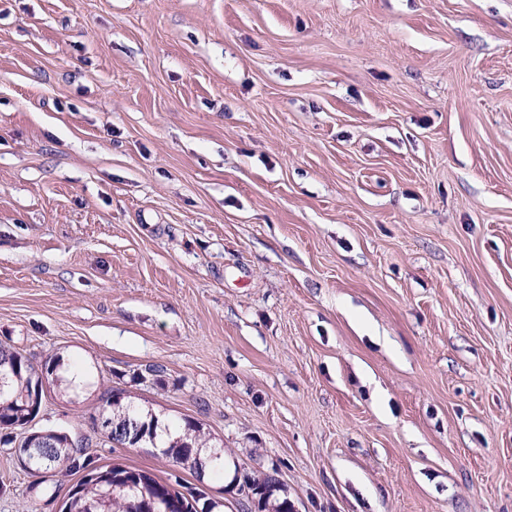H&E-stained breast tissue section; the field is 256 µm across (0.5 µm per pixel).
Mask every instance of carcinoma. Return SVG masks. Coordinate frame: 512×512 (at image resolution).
<instances>
[{"mask_svg":"<svg viewBox=\"0 0 512 512\" xmlns=\"http://www.w3.org/2000/svg\"><path fill=\"white\" fill-rule=\"evenodd\" d=\"M0 373L6 378L0 387V447L14 442L31 412L41 406L45 391L51 389L69 401L80 397L90 384V372L76 363L54 354L41 364L11 346L0 345ZM98 411L104 412L109 438L125 448L150 445L162 449V455L180 464L187 459L195 463L198 478L205 472L223 475L226 460L212 458L218 442L196 419L184 416L162 420L150 409H143L131 399L126 388L110 387L99 396ZM43 458L48 466L63 467L71 473H83L69 494L77 496L78 512H210L204 492L188 486L180 491L169 481L149 470L112 465L106 477L97 475V464L88 454L70 448L67 433L47 428L35 446L20 449ZM230 483L248 489L251 497L241 507L245 512H292L288 499L278 498L280 481L272 475H257L234 468Z\"/></svg>","mask_w":512,"mask_h":512,"instance_id":"obj_1","label":"carcinoma"}]
</instances>
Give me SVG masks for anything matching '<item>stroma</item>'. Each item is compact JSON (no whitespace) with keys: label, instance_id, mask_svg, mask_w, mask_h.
Listing matches in <instances>:
<instances>
[{"label":"stroma","instance_id":"obj_1","mask_svg":"<svg viewBox=\"0 0 512 512\" xmlns=\"http://www.w3.org/2000/svg\"><path fill=\"white\" fill-rule=\"evenodd\" d=\"M0 344L132 385L299 512H512V0H0ZM75 474L0 448V512Z\"/></svg>","mask_w":512,"mask_h":512}]
</instances>
